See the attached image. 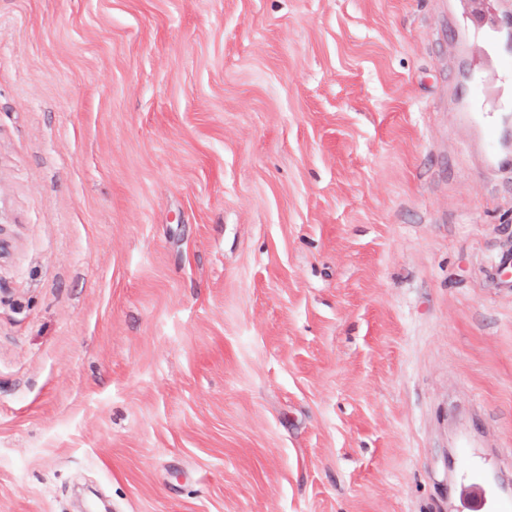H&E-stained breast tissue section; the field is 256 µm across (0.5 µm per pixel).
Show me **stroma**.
I'll return each instance as SVG.
<instances>
[{
  "mask_svg": "<svg viewBox=\"0 0 512 512\" xmlns=\"http://www.w3.org/2000/svg\"><path fill=\"white\" fill-rule=\"evenodd\" d=\"M448 0H0V512L512 502V171ZM465 488L470 490L469 495L460 497L459 512H496V487L475 480Z\"/></svg>",
  "mask_w": 512,
  "mask_h": 512,
  "instance_id": "1",
  "label": "stroma"
}]
</instances>
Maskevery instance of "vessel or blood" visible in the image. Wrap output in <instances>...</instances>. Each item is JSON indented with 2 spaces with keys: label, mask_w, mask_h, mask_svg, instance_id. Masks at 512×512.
<instances>
[{
  "label": "vessel or blood",
  "mask_w": 512,
  "mask_h": 512,
  "mask_svg": "<svg viewBox=\"0 0 512 512\" xmlns=\"http://www.w3.org/2000/svg\"><path fill=\"white\" fill-rule=\"evenodd\" d=\"M462 26L479 31L482 50L468 62L467 93L459 108L484 138L487 168L502 169L506 158L500 149L499 134L512 122V64L504 56L512 52V0H451ZM495 486L473 481L469 494L459 500V512H495Z\"/></svg>",
  "instance_id": "1"
}]
</instances>
